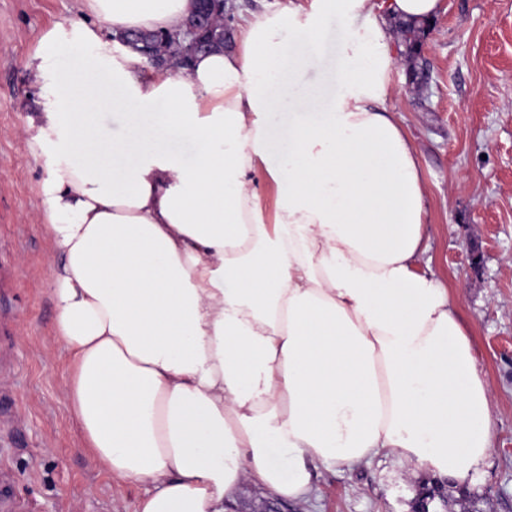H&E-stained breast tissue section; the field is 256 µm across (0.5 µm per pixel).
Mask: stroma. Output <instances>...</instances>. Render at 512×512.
Segmentation results:
<instances>
[{"label":"stroma","instance_id":"35a3bbf8","mask_svg":"<svg viewBox=\"0 0 512 512\" xmlns=\"http://www.w3.org/2000/svg\"><path fill=\"white\" fill-rule=\"evenodd\" d=\"M78 0H0V310L12 365L0 391L12 394L11 438L0 446L24 512H136L144 490L110 478L81 447L66 399V352L52 335L54 309L39 184L26 118L47 91L35 76L48 32L81 22ZM350 35L325 19L304 78L335 94L339 48ZM399 95L388 104L417 149L428 186L431 271L455 290L494 397V447L474 484L448 486L434 512H512V0H443L420 49L391 46ZM427 65L425 77L414 70ZM431 477L390 456L347 470H319L292 502L251 484L232 512H412Z\"/></svg>","mask_w":512,"mask_h":512}]
</instances>
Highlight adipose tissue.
Masks as SVG:
<instances>
[{
    "label": "adipose tissue",
    "instance_id": "obj_1",
    "mask_svg": "<svg viewBox=\"0 0 512 512\" xmlns=\"http://www.w3.org/2000/svg\"><path fill=\"white\" fill-rule=\"evenodd\" d=\"M81 2L88 22L44 40L51 94L27 122L34 157L58 152L40 187L52 332L93 461L144 487L138 512H227L247 483L300 500L316 470L383 453L473 483L492 394L450 289L420 268L427 185L386 104L397 27L442 0H287L175 74L98 54L100 35L177 28L191 0ZM329 13L351 35L323 107L283 79L306 72L296 44ZM108 102L126 115L112 140L95 121Z\"/></svg>",
    "mask_w": 512,
    "mask_h": 512
}]
</instances>
